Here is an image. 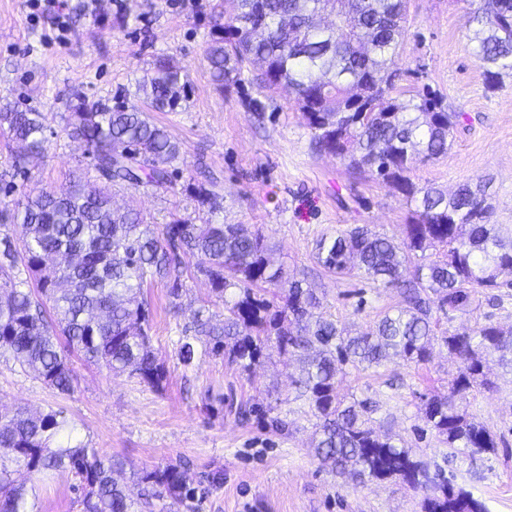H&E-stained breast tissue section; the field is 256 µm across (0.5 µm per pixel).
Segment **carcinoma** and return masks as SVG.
Listing matches in <instances>:
<instances>
[{"label": "carcinoma", "mask_w": 512, "mask_h": 512, "mask_svg": "<svg viewBox=\"0 0 512 512\" xmlns=\"http://www.w3.org/2000/svg\"><path fill=\"white\" fill-rule=\"evenodd\" d=\"M231 0L233 14L210 30L206 59L220 92L244 87L249 67L261 69L258 96L245 98L260 115V95L286 86L312 131L314 148L334 156L354 173L391 184L414 206L404 237L355 227L317 244L318 263L337 275L357 273L374 283L401 288L403 306L386 314L374 331L349 336L313 313L319 301L310 288L272 269L262 235L243 224H214L176 217L160 229L139 211L118 210L112 189L173 187L180 146L166 129L134 103L114 106L75 90L67 104V136L80 143L96 172L97 186L77 176L65 187L0 200V217L21 228L18 240L0 239V353L10 356L51 389L68 392L73 369L69 353L109 371L158 388L166 378L151 343V308L144 285L172 281V308L182 289L184 258L197 254V271L224 302V319L196 314L194 335L179 359L224 353L243 371L269 357L270 344L286 360L301 362L300 387L316 418L315 454L339 476L380 481L398 479L424 492L423 512H487L471 492L432 476L424 463L392 437L374 429L367 403H343L336 392L338 366L377 367L391 356L420 364L434 339L432 311L443 314L472 306L484 289L502 288L512 277V238L490 223V206L480 186L463 184L451 194L415 186L407 172L448 153L461 114L425 84L397 91L405 34L406 0ZM484 69L486 89L512 73V0H488L472 17L467 36ZM184 68L171 56L155 60L141 82L153 112H174L183 99ZM0 130L23 144L13 156L15 173L43 154L54 131L40 109L0 108ZM198 210L220 208L214 188L188 183ZM446 248L432 259L426 250ZM33 287L16 281L17 261ZM237 298L225 300L228 289ZM458 362L448 396L424 405L427 422L448 447L493 453L499 440L460 410L454 397L486 384V360L498 356L512 369V330L492 322L472 333L442 337ZM29 472L69 468L81 479L84 512H141L151 499L182 501L190 477L179 466L134 473L147 488L135 498L112 474L124 467L72 437L61 411L0 413V512H32L24 485L10 467Z\"/></svg>", "instance_id": "obj_1"}]
</instances>
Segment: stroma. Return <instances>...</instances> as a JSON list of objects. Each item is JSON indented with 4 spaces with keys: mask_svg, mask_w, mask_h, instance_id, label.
I'll return each instance as SVG.
<instances>
[{
    "mask_svg": "<svg viewBox=\"0 0 512 512\" xmlns=\"http://www.w3.org/2000/svg\"><path fill=\"white\" fill-rule=\"evenodd\" d=\"M69 30L57 37L55 15L30 10L27 0H0V105L44 108L53 134L45 153L25 175L14 176L13 198L35 188L58 187L88 160L63 132L72 88L90 99L121 96L147 100L138 83L156 58L176 59L185 73V97L174 112H155L180 146L179 176L164 193L115 189L116 206L134 205L153 224L193 212L189 181L214 182L223 198L216 222L243 224L262 233L274 267L306 280L321 300V313L351 332L370 331L385 312L400 306V289L382 288L359 275H334L321 267L322 237L364 224L401 237L412 208L391 185L350 174L335 157L317 153L312 134L292 94L271 92L263 115L246 111L243 92L222 93L211 81L206 49L214 22H227L224 0H65ZM486 0H409L401 64L414 70L408 86L439 89L464 120L447 154L413 165L417 187L454 190L463 183L489 184L491 223L512 229V76L500 89L485 87L484 71L467 40L474 11ZM151 304L152 345L167 373L161 388L73 357V389L52 390L0 357V407L32 412L63 409L75 439L100 455L121 458L134 470L175 464L193 480L195 496L178 512H421L422 492L398 480L356 483L320 467L314 456V423L295 381L298 364L272 355L253 371H241L224 356H196L183 364L179 349L196 313L220 315L208 280L183 277L178 310L168 286L144 288ZM436 338L422 364L392 358L368 369L343 367L337 392L345 400L370 402L379 434L390 435L412 455L470 491L487 512H512V372L489 360L490 387L474 388L456 401L501 437L495 453L471 456L441 442L423 414L425 401L447 395L458 364L442 338L448 332L493 322L512 327V288L480 295L467 310L434 313ZM286 418L288 428L267 427L265 412ZM35 512H82L81 483L70 471L22 473Z\"/></svg>",
    "mask_w": 512,
    "mask_h": 512,
    "instance_id": "1",
    "label": "stroma"
}]
</instances>
